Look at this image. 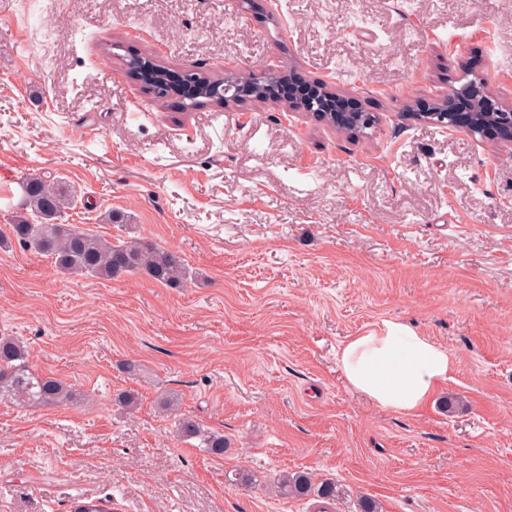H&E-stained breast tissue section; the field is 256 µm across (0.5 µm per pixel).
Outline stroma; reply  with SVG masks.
Wrapping results in <instances>:
<instances>
[{"label": "stroma", "instance_id": "1", "mask_svg": "<svg viewBox=\"0 0 512 512\" xmlns=\"http://www.w3.org/2000/svg\"><path fill=\"white\" fill-rule=\"evenodd\" d=\"M134 53L292 67L379 121L352 140L262 103L183 109L123 74ZM463 63L512 94V0H0V233L34 172L73 190L66 223L111 240L125 212L190 271L171 288L0 251V336L75 395L0 400V512H313L274 490L296 471L336 484L334 512H512V155L397 118ZM385 319L456 362L421 412L344 379L343 344ZM170 393L223 455L178 439Z\"/></svg>", "mask_w": 512, "mask_h": 512}]
</instances>
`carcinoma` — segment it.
Masks as SVG:
<instances>
[{
  "label": "carcinoma",
  "instance_id": "obj_1",
  "mask_svg": "<svg viewBox=\"0 0 512 512\" xmlns=\"http://www.w3.org/2000/svg\"><path fill=\"white\" fill-rule=\"evenodd\" d=\"M23 183L27 186L24 213L11 225L12 236H0V249L12 248L15 241L50 258L60 272L75 276L112 280L137 272L171 288L180 287L187 278V269L174 251L160 249L144 239L116 244L72 224L60 223L65 210L75 201L66 184H48L39 177H27ZM3 398L38 408L68 402L72 391L55 378L33 373L26 346L16 338L1 337L0 399ZM163 406L175 415L176 434L180 439H196L205 451L224 454V435L206 430L192 417L178 414L172 395L163 398ZM277 488L286 496L316 497L320 508L314 512H327L323 506L330 505L337 496L335 484H315L306 473L283 476Z\"/></svg>",
  "mask_w": 512,
  "mask_h": 512
}]
</instances>
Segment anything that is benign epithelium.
<instances>
[{"instance_id": "benign-epithelium-1", "label": "benign epithelium", "mask_w": 512, "mask_h": 512, "mask_svg": "<svg viewBox=\"0 0 512 512\" xmlns=\"http://www.w3.org/2000/svg\"><path fill=\"white\" fill-rule=\"evenodd\" d=\"M154 59H147L137 56L124 62L126 73L135 80H141V74L147 69ZM290 75V72L281 67H271L267 69L264 76L249 80L239 76L236 70L227 67L224 69V77L218 80L211 79L206 73L198 72L192 76L193 84L198 87L195 104L202 101L222 103L228 101L244 102L247 100L269 101L273 99L271 88L281 79ZM314 87L318 90L319 96H310L297 94L283 105V109L289 113L298 114L300 112H317V104L327 97L336 98L339 96L335 87L326 83H316ZM459 89L446 93L437 99L434 111L418 112L412 115V119L434 124L443 128L457 129L461 126L466 130L479 134L486 129V112L484 109V99L488 98L494 101L500 112L497 113L496 131L501 144L512 149V98L502 97L484 92V95L475 99L474 111L461 117L459 114L450 111L451 102L455 93ZM321 116L327 121L328 125L337 128L348 135L350 138L357 137L364 129L375 123V117L370 112H344L321 113Z\"/></svg>"}]
</instances>
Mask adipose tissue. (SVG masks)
<instances>
[{"label":"adipose tissue","instance_id":"adipose-tissue-1","mask_svg":"<svg viewBox=\"0 0 512 512\" xmlns=\"http://www.w3.org/2000/svg\"><path fill=\"white\" fill-rule=\"evenodd\" d=\"M340 363L352 389L378 408L402 414L420 411L454 369L445 348L392 320L350 337Z\"/></svg>","mask_w":512,"mask_h":512}]
</instances>
